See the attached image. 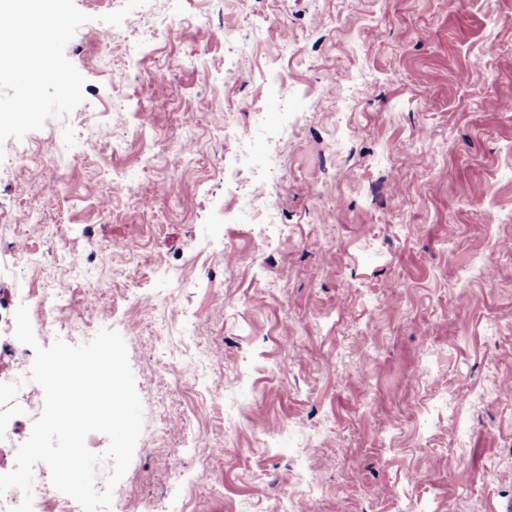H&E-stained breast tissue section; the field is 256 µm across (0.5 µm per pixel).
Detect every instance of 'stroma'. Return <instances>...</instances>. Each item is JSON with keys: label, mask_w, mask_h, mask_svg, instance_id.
Returning a JSON list of instances; mask_svg holds the SVG:
<instances>
[{"label": "stroma", "mask_w": 512, "mask_h": 512, "mask_svg": "<svg viewBox=\"0 0 512 512\" xmlns=\"http://www.w3.org/2000/svg\"><path fill=\"white\" fill-rule=\"evenodd\" d=\"M74 4L82 102L0 144V377L24 382L0 468L44 404L14 313L60 287L39 345L118 332L143 406L112 512H286L307 481L312 512H505L512 0H148L118 26L100 20L118 0ZM283 77L280 139L253 109ZM182 139L197 153L177 164ZM242 144L276 147L273 214L237 210ZM116 171L132 187L104 212ZM104 249L71 275L68 255Z\"/></svg>", "instance_id": "35a3bbf8"}]
</instances>
